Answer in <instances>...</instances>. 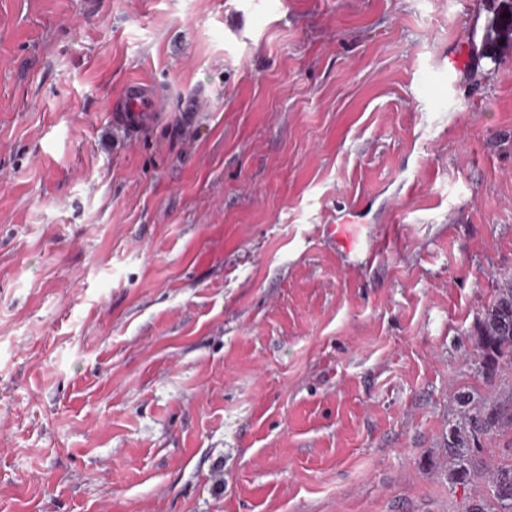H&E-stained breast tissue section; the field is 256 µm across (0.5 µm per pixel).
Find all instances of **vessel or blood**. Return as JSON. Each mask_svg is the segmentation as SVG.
Here are the masks:
<instances>
[{"mask_svg": "<svg viewBox=\"0 0 512 512\" xmlns=\"http://www.w3.org/2000/svg\"><path fill=\"white\" fill-rule=\"evenodd\" d=\"M166 110V99L152 85L140 80L125 83L112 101L113 121L132 132L160 120Z\"/></svg>", "mask_w": 512, "mask_h": 512, "instance_id": "b4317fda", "label": "vessel or blood"}]
</instances>
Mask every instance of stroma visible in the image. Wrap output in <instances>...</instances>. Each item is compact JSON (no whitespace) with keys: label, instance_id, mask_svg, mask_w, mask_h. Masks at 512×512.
<instances>
[{"label":"stroma","instance_id":"1","mask_svg":"<svg viewBox=\"0 0 512 512\" xmlns=\"http://www.w3.org/2000/svg\"><path fill=\"white\" fill-rule=\"evenodd\" d=\"M503 0H0V512H465L512 276ZM467 37L460 70L448 67ZM167 114L112 120L125 82ZM512 39V12L509 17L502 18L499 16L491 19L485 30L482 39V55L494 59L496 49L501 42ZM480 367L492 377L503 366L512 367V278L498 284L493 298L485 305L474 328Z\"/></svg>","mask_w":512,"mask_h":512}]
</instances>
